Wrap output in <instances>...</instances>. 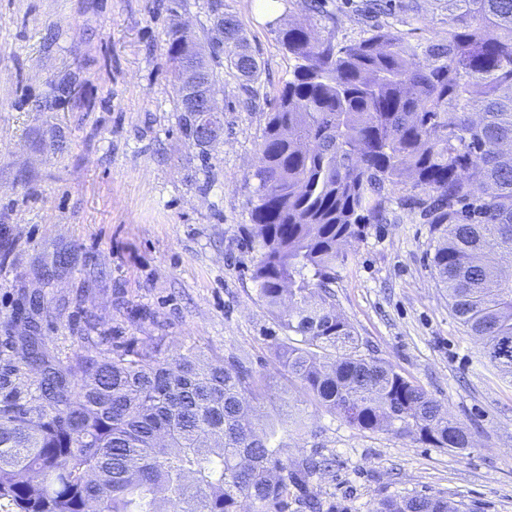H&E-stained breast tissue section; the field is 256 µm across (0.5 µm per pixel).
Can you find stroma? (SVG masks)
<instances>
[{"label":"stroma","mask_w":512,"mask_h":512,"mask_svg":"<svg viewBox=\"0 0 512 512\" xmlns=\"http://www.w3.org/2000/svg\"><path fill=\"white\" fill-rule=\"evenodd\" d=\"M224 0L260 64L245 81L212 57L211 0H0V397L31 404L38 374L20 359L37 337L48 362L163 337L175 356H235L267 375L263 422L287 420L279 330L258 299L246 176L271 101L294 62L277 39L302 25L342 47L379 28L413 43L448 31L428 0ZM188 25L217 75L224 133L185 131L167 56ZM390 192L380 220L347 248L336 309L372 354L423 386L468 426L473 448H431L361 433L306 405L313 436L288 454L331 458L315 488L333 512H371L387 496L442 495L460 512H512V381L490 369L453 315L431 266L436 242L419 211ZM40 301L33 310L32 301Z\"/></svg>","instance_id":"1"}]
</instances>
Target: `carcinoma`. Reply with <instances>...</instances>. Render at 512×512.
<instances>
[{"instance_id":"cac0c4a2","label":"carcinoma","mask_w":512,"mask_h":512,"mask_svg":"<svg viewBox=\"0 0 512 512\" xmlns=\"http://www.w3.org/2000/svg\"><path fill=\"white\" fill-rule=\"evenodd\" d=\"M448 36L413 44L389 30L336 50L304 26L279 41L295 60L274 96L258 163L249 237L257 295L283 339L275 355L301 402L355 430L432 448L472 447L470 430L390 363L363 351L330 284L345 246L362 238L388 188L439 234L432 267L453 315L488 365L512 378V0H446ZM212 48L245 80L258 76L239 21L214 20ZM196 38L168 32L174 80ZM484 198L473 202L474 189ZM42 367L35 405L0 399V500L17 512H323L314 452L285 456L290 426L255 415L266 377L231 356L213 362L162 344L117 346ZM80 384L69 389L65 376ZM372 512H459L440 495L388 497Z\"/></svg>"}]
</instances>
